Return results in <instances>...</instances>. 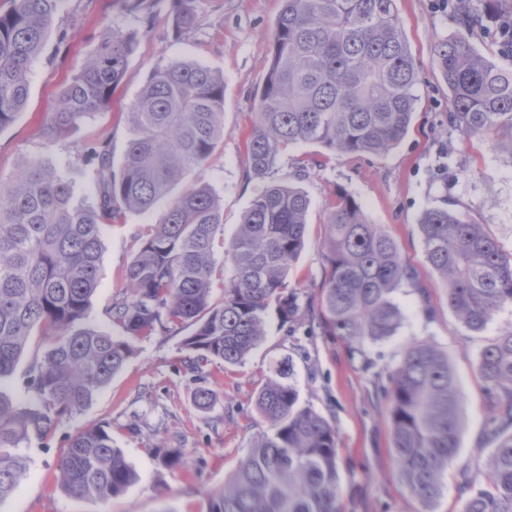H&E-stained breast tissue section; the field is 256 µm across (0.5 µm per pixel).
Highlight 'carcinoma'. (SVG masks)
<instances>
[{
  "label": "carcinoma",
  "instance_id": "obj_1",
  "mask_svg": "<svg viewBox=\"0 0 512 512\" xmlns=\"http://www.w3.org/2000/svg\"><path fill=\"white\" fill-rule=\"evenodd\" d=\"M63 0H12L0 12V132L24 109L32 63L43 52ZM270 42V65L258 92L246 141L251 178L261 181L242 224L224 241L221 204L210 185L171 197L188 172L205 166L224 140V75L198 62L173 59L153 71L130 112L124 158L91 147L99 198L76 197L67 171L38 156L0 180V502L27 476L22 451L77 419L134 354L137 340L188 330L181 346L185 372L202 382L215 363L237 365L266 335L276 316L286 336H340L351 358L369 369L367 346L397 332L402 314L393 293L418 287L394 239L366 219L356 196L337 192L325 223L327 272L318 305L302 301L288 274L308 246L307 194L272 179L282 154L298 143L346 155L383 154L407 134L417 83L396 0H281ZM495 0H448L461 27L487 31L512 56L508 17ZM193 0H177L170 33L194 31ZM148 21L151 0H122ZM129 37L110 34L79 73L60 89L50 130L61 135L106 109L132 52ZM448 85V124L484 139L512 159V70L497 66L463 35L435 46ZM149 225L126 267L125 288L105 310L107 326L89 323L100 284L103 232L121 211L149 213ZM431 268L448 307L472 333L512 306V255L484 225L446 207L422 211L418 222ZM222 249L224 259L215 254ZM42 352L26 367L31 399L4 390L30 338ZM476 369L488 403L486 430L494 447L484 462L490 486L462 512H512V327L479 353ZM291 368L281 366L259 390L269 421L206 512H342L336 428L299 403ZM379 391L389 406L393 460L402 484L428 507L459 448L462 397L448 356L423 339L409 343ZM163 463L186 469L182 448H155ZM62 488L107 500L137 478L112 432L88 425L67 437L59 464Z\"/></svg>",
  "mask_w": 512,
  "mask_h": 512
}]
</instances>
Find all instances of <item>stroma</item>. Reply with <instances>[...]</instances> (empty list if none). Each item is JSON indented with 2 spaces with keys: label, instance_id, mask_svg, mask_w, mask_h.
Listing matches in <instances>:
<instances>
[{
  "label": "stroma",
  "instance_id": "obj_1",
  "mask_svg": "<svg viewBox=\"0 0 512 512\" xmlns=\"http://www.w3.org/2000/svg\"><path fill=\"white\" fill-rule=\"evenodd\" d=\"M173 0H154L150 22L126 14L119 0H64L55 14L45 51L33 63L29 99L23 112L0 132V177H13L25 157L40 154L67 167L75 193L95 201L98 185L85 151L108 144L121 162L128 136V112L148 76L173 58L206 65L224 76V139L208 167L187 174V189L209 184L223 207L225 237H232L254 194L246 178L245 139L255 119L256 93L269 62V41L281 0H194L196 30L172 40L168 22ZM415 70L417 100L403 140L384 154H332L317 145L298 144L280 159L276 180L288 182L298 167L308 174L300 186L311 200L309 245L289 274L304 295L319 297L325 276L320 244L324 223L338 188L353 192L367 220L386 228L403 260L417 274L418 288L397 290L393 299L403 313L394 336L371 345L374 362L364 369L353 361L341 339H293L277 329L243 364H215L207 384L217 398L210 409L194 404L196 384L184 372L181 336L173 332L139 340L134 355L100 390L73 424L48 437L32 438L25 448L29 472L0 512H206L207 495L223 490L249 447L269 428L255 398L261 385L284 362L293 365L302 404L324 414L336 427L343 512H422L419 501L400 482L392 457L388 405L378 393L385 373L396 368L405 346L432 341L447 354L462 394L459 450L448 463L443 490L433 512H461L473 490L486 487L483 467L486 400L476 370L479 351L502 329L512 326V307L501 309L479 334L465 329L448 306L446 290L429 266L418 228L421 212L448 205L485 225L504 253H512V167L478 139H466L448 125V88L434 56L435 44L459 34L449 10L437 0H397ZM133 36V51L111 105L65 136L46 130L61 86L81 71L107 33ZM66 42H59V34ZM158 212H123L107 226L100 287L91 301L90 320L100 325L113 296L125 286L124 271L147 225ZM102 424L112 432L137 480L125 493L106 501L66 493L58 464L68 434L76 425ZM184 448L195 464L171 469L155 454L159 444ZM471 485H463L462 469Z\"/></svg>",
  "mask_w": 512,
  "mask_h": 512
}]
</instances>
